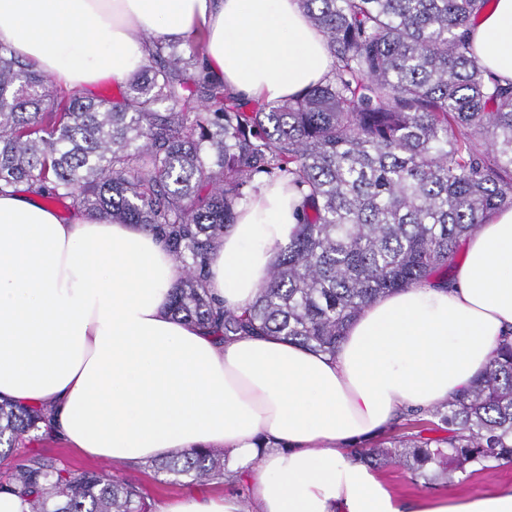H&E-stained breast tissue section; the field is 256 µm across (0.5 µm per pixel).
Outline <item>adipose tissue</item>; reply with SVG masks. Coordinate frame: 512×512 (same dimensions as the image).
Instances as JSON below:
<instances>
[{"instance_id":"1","label":"adipose tissue","mask_w":512,"mask_h":512,"mask_svg":"<svg viewBox=\"0 0 512 512\" xmlns=\"http://www.w3.org/2000/svg\"><path fill=\"white\" fill-rule=\"evenodd\" d=\"M199 30L209 72L247 99L297 96L331 64L298 0H0V43L68 90L124 83L148 56L144 36ZM469 42L512 83V0L481 14ZM300 203L277 182L240 209L209 264L228 308L253 304ZM175 282L141 225L0 195V397L50 407L61 437L96 460L223 449L257 512H512V488L403 502L353 450L402 411L461 393L512 332L511 208L468 238L448 286L377 299L332 356L279 336L218 341L172 315Z\"/></svg>"}]
</instances>
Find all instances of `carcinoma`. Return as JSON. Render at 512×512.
Instances as JSON below:
<instances>
[{"label": "carcinoma", "mask_w": 512, "mask_h": 512, "mask_svg": "<svg viewBox=\"0 0 512 512\" xmlns=\"http://www.w3.org/2000/svg\"><path fill=\"white\" fill-rule=\"evenodd\" d=\"M494 0H299L332 64L304 95L250 103L201 66L205 35L151 37L148 62L112 97L52 94L0 43V193L23 186L168 248L178 277L170 310L226 340L284 336L328 354L377 298L448 281L462 241L512 208V84L487 73L467 28ZM302 196L296 235L242 312L206 288L210 255L258 184ZM424 436L401 433L358 451L372 469L463 481L512 464V338L454 398L428 410ZM42 406L0 402V457L49 436ZM174 482L221 479L224 450L176 449L151 463ZM31 512H151L116 474L74 471L36 454L0 478Z\"/></svg>", "instance_id": "carcinoma-1"}]
</instances>
